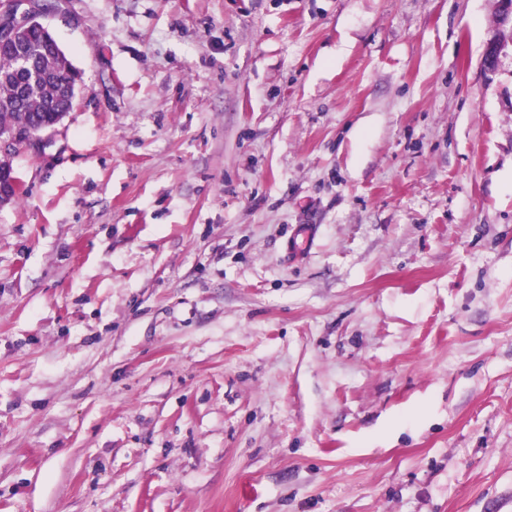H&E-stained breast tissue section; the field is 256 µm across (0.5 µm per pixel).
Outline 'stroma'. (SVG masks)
Masks as SVG:
<instances>
[{
  "mask_svg": "<svg viewBox=\"0 0 512 512\" xmlns=\"http://www.w3.org/2000/svg\"><path fill=\"white\" fill-rule=\"evenodd\" d=\"M0 208V512H512L497 0H58Z\"/></svg>",
  "mask_w": 512,
  "mask_h": 512,
  "instance_id": "obj_1",
  "label": "stroma"
}]
</instances>
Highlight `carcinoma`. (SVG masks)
Listing matches in <instances>:
<instances>
[{"label": "carcinoma", "mask_w": 512, "mask_h": 512, "mask_svg": "<svg viewBox=\"0 0 512 512\" xmlns=\"http://www.w3.org/2000/svg\"><path fill=\"white\" fill-rule=\"evenodd\" d=\"M29 64L19 68L10 52H0V135L12 133L24 143L30 132L57 122L63 88L78 71L56 50V38L34 28L28 34Z\"/></svg>", "instance_id": "obj_1"}]
</instances>
